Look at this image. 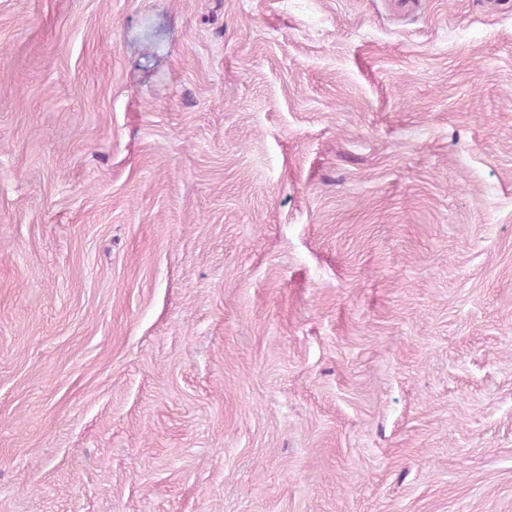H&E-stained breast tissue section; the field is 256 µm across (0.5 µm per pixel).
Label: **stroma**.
<instances>
[{
  "label": "stroma",
  "instance_id": "obj_1",
  "mask_svg": "<svg viewBox=\"0 0 512 512\" xmlns=\"http://www.w3.org/2000/svg\"><path fill=\"white\" fill-rule=\"evenodd\" d=\"M0 512H512V0H0Z\"/></svg>",
  "mask_w": 512,
  "mask_h": 512
}]
</instances>
